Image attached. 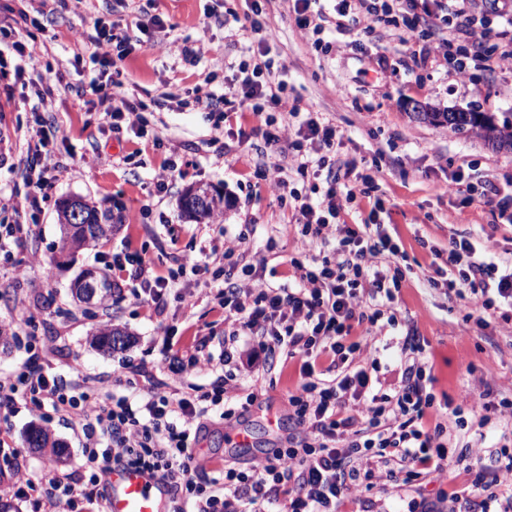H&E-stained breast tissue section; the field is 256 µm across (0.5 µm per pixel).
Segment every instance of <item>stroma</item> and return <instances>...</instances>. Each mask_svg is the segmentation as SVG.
Masks as SVG:
<instances>
[{"label":"stroma","instance_id":"35a3bbf8","mask_svg":"<svg viewBox=\"0 0 512 512\" xmlns=\"http://www.w3.org/2000/svg\"><path fill=\"white\" fill-rule=\"evenodd\" d=\"M315 9L322 26L317 48L297 25L293 0L256 5L251 0H0V26L15 24L23 12L35 18L36 26L21 28V39L43 65L64 75L62 82L51 83L45 99L58 167L48 173L53 186L34 219L18 160L27 133L38 129V99L12 85L19 56L10 50L0 54V224L38 223L16 253L25 271L0 267V330L32 317L36 348L0 337V377L14 375L35 351L51 373L83 383L91 397L123 394L130 371L164 368L163 325L173 344L211 336L210 349L218 351V339L232 326L215 299L219 284L209 272L182 278L168 293L160 318L130 295L109 297L112 324L131 342L109 355L98 350L94 335L102 320L100 305L79 301L74 283L82 270H104L115 255L141 251L164 275L181 256L199 258L242 235L249 259L265 260L264 278L276 287L293 283L292 257L319 256L320 246L300 241L293 200L254 174L260 159L281 161L253 132L261 117L244 110L223 118L203 102L205 94L219 95L236 85L239 64L251 63L264 37L274 82L286 85L289 101L301 111L321 113L335 124L337 155L358 171L374 172L392 203L391 211L377 219L405 252L404 279L392 309L396 324L376 342L381 363L396 365L399 341L409 333L419 336L435 378L429 411L434 421L453 422L452 410L468 385L486 384L494 397L512 399V306L501 302L489 311H472L466 300L449 296L445 282L428 283L435 254L447 251L452 234L478 241L489 257L512 252V225L497 223L490 205L463 195L441 196L433 188L450 171L468 166L476 179L505 185L512 181V150L493 147L474 131L424 123L411 109L416 102L445 111L474 109L504 124L512 120V68L489 75L478 70L463 79L430 61L416 66L409 62L412 44L395 35H365L364 19L352 13L337 17L336 0H318ZM158 16L164 20L160 28L153 25ZM256 16L264 25L259 35L247 30ZM99 21L118 23L131 35L149 29L155 41L122 63L124 94L144 106V137L100 123L91 96L77 92L94 75V47L84 36ZM166 168L172 178L160 193L156 176ZM192 185L223 195L219 220L182 216L179 200ZM69 195L111 209L119 231L67 253L57 208ZM271 239L276 247L270 251L266 243ZM33 252L51 262V280L28 266ZM300 381L296 360L261 371L256 402L235 420L250 435L249 449H231L224 425L212 426L193 447L199 462L234 457L246 463L285 446L294 426L285 419L272 421L271 413L286 405ZM41 425L38 416L25 411L11 419L8 442L19 451L28 478L38 481L55 470L80 467L79 436L66 425H43L65 445L63 456L29 446V429ZM412 496L411 487L385 480L349 499L342 512H408Z\"/></svg>","mask_w":512,"mask_h":512}]
</instances>
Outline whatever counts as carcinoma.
I'll list each match as a JSON object with an SVG mask.
<instances>
[{
	"label": "carcinoma",
	"mask_w": 512,
	"mask_h": 512,
	"mask_svg": "<svg viewBox=\"0 0 512 512\" xmlns=\"http://www.w3.org/2000/svg\"><path fill=\"white\" fill-rule=\"evenodd\" d=\"M417 117L437 126H446L454 131L479 129L485 133L489 142L512 149V130L504 132L494 124L491 116L484 112L473 110L452 112H419ZM77 207L82 212L79 224L68 222V212ZM180 207L183 213L193 219L202 220L211 218L224 208V197L213 198L206 204L196 205L189 201L187 195H182ZM58 224L62 233L63 248L78 250L91 243L108 238L112 234V212L100 210L96 204L84 196H71L63 199L58 207ZM106 279V274L87 269L83 271L76 282V296L88 302L91 299L90 289L96 287ZM117 335H125L118 328L104 327L99 330L96 345L104 353L116 350Z\"/></svg>",
	"instance_id": "carcinoma-1"
}]
</instances>
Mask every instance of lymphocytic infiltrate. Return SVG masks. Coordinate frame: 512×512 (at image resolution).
Wrapping results in <instances>:
<instances>
[{
    "mask_svg": "<svg viewBox=\"0 0 512 512\" xmlns=\"http://www.w3.org/2000/svg\"><path fill=\"white\" fill-rule=\"evenodd\" d=\"M428 2L336 0V13H362L368 35L380 26L398 28L420 43L423 54L462 78L475 67L512 64V29L493 30L477 23L469 0H442L436 14ZM89 41L96 47L90 60L98 68L90 90L98 98L103 120L143 136L139 103L117 92L122 85L119 65L130 51L128 37L98 23ZM4 43L24 59L15 69L16 82L34 88L49 83V75L17 40L15 29H0V45ZM272 74V60L257 59L241 81V93L211 94L208 103L224 113L245 108L263 115L268 107L288 108L286 87L273 84ZM288 110L297 116V109ZM297 134L305 147L292 155L287 176L278 177L276 186L296 202L302 238L332 244L334 256L307 263L291 258L299 285L276 288L263 279L264 261L239 265L238 244L226 243L224 285L218 295L236 324V336L258 338L264 362L281 355L300 359L302 381L288 395V417L300 428V436L289 437L287 450L275 451L249 468L225 463L211 473L197 461L193 442L207 424L229 420L244 404L253 403L254 394L243 399L229 395L223 376L201 395L163 380L143 387L130 378L128 388L145 392L141 402L106 393L92 403L77 385L49 373L34 354L21 371L0 379V419L24 410L59 413L80 430L86 469L50 477L37 497L33 482L17 471L1 492L29 501L31 512H59L79 503L86 512H95L106 499L104 474L111 466L131 464L154 470L168 484L172 512H261L262 504L276 502L281 512H340L353 493L372 491L382 479L408 485L463 464L476 474L472 486L477 497L463 499L442 491L435 500L413 501L414 512H447L448 505L461 500L470 512H490L501 473H512V435L495 453L494 474L481 459H468L460 444L469 419L485 426L492 412L512 407V401L496 403L490 390L468 387L452 411L453 425L427 428L424 418L434 400L427 385L433 377L426 371L422 344L409 335L401 348L400 377L390 392L382 391L377 350L371 343L353 340L352 331L357 326L369 333L383 330L384 308L394 302L403 277L404 253L384 225L340 222V215L360 195L372 197L373 213L386 212L387 207L377 194L375 176L349 163L330 162L335 125L311 119ZM48 145L43 135L27 142L26 198L35 213L51 187L45 175ZM312 176L317 179L312 191L319 196L315 202L290 186L291 179ZM441 188L451 195L479 193L494 207L500 223L512 224V185L502 188L488 181L478 190L457 170ZM445 263L467 285L470 305L486 311L499 302L512 305V252L486 261L469 238L453 235ZM110 272L114 292H121L125 280L138 282L134 300L157 315L164 313L166 295L179 277L174 270L165 276L153 274L139 252L115 258ZM325 356L331 363L323 371L319 361Z\"/></svg>",
    "mask_w": 512,
    "mask_h": 512,
    "instance_id": "f902f5d3",
    "label": "lymphocytic infiltrate"
}]
</instances>
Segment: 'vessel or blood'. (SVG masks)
I'll use <instances>...</instances> for the list:
<instances>
[{
    "instance_id": "1",
    "label": "vessel or blood",
    "mask_w": 512,
    "mask_h": 512,
    "mask_svg": "<svg viewBox=\"0 0 512 512\" xmlns=\"http://www.w3.org/2000/svg\"><path fill=\"white\" fill-rule=\"evenodd\" d=\"M108 512H168L169 492L154 474L142 467L113 468L105 481Z\"/></svg>"
}]
</instances>
